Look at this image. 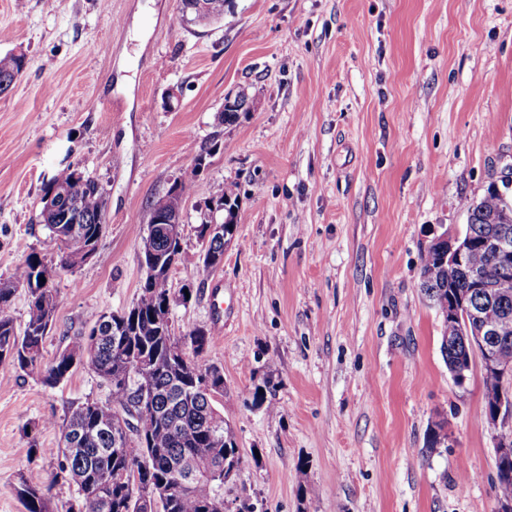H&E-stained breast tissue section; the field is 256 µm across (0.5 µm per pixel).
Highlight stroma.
I'll list each match as a JSON object with an SVG mask.
<instances>
[{
	"instance_id": "obj_1",
	"label": "stroma",
	"mask_w": 512,
	"mask_h": 512,
	"mask_svg": "<svg viewBox=\"0 0 512 512\" xmlns=\"http://www.w3.org/2000/svg\"><path fill=\"white\" fill-rule=\"evenodd\" d=\"M9 53L27 66L0 95V281L31 251L57 263L39 213L66 161L107 199L99 259L55 280L45 359L137 300L151 202L198 167L169 277L191 294L170 318L211 332L201 361L224 372L217 407L243 460L231 512H496L482 372L454 381L418 283L468 202L493 185L512 198V0H231L206 28L177 0H0ZM220 185L238 223L207 273L196 228ZM88 398H109L89 369L50 390L0 365V512H24L30 468L50 512H70L56 458L27 451L57 447ZM436 425L448 445L430 450Z\"/></svg>"
}]
</instances>
